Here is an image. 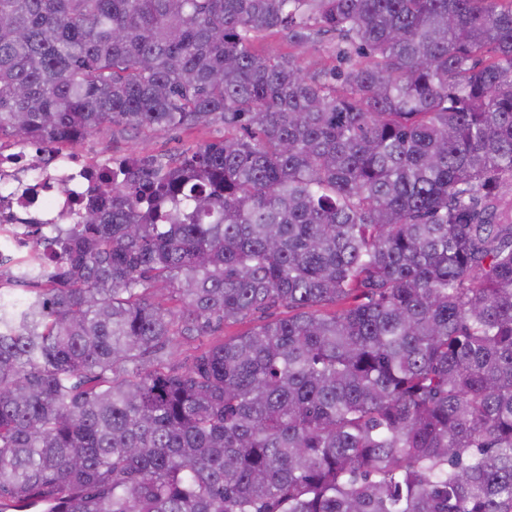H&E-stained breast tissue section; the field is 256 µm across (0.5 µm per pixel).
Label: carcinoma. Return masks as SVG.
<instances>
[{
	"instance_id": "obj_1",
	"label": "carcinoma",
	"mask_w": 512,
	"mask_h": 512,
	"mask_svg": "<svg viewBox=\"0 0 512 512\" xmlns=\"http://www.w3.org/2000/svg\"><path fill=\"white\" fill-rule=\"evenodd\" d=\"M216 122L0 300V512H512V0H0V135ZM287 315H288V308H286L285 306H283L281 304H277V305L271 307L270 309H268L267 311H265L264 313L257 312L255 315L248 318L243 323L224 327V330L223 329L219 330L218 332L215 333V336H210L208 338H204V341H206L207 339L218 338V337L219 338L224 337V339L227 340V339H230V338L240 334L241 332L245 331L249 326H251L252 324L257 322L258 320L274 319V318L284 317Z\"/></svg>"
}]
</instances>
